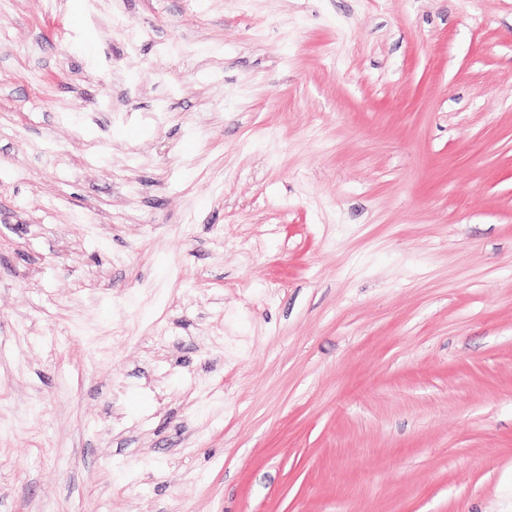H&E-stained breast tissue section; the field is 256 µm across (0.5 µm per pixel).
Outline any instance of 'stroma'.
I'll return each instance as SVG.
<instances>
[{"label":"stroma","instance_id":"stroma-1","mask_svg":"<svg viewBox=\"0 0 512 512\" xmlns=\"http://www.w3.org/2000/svg\"><path fill=\"white\" fill-rule=\"evenodd\" d=\"M0 512H512V0H0Z\"/></svg>","mask_w":512,"mask_h":512}]
</instances>
